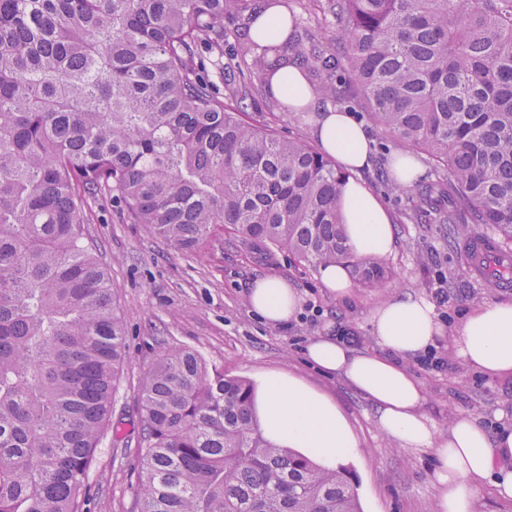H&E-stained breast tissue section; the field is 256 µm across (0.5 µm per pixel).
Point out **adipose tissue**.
Wrapping results in <instances>:
<instances>
[{
  "label": "adipose tissue",
  "instance_id": "adipose-tissue-1",
  "mask_svg": "<svg viewBox=\"0 0 512 512\" xmlns=\"http://www.w3.org/2000/svg\"><path fill=\"white\" fill-rule=\"evenodd\" d=\"M270 89L290 111L318 109L312 134L320 149L344 169L370 163L372 139L351 113L320 107L316 93L294 65L270 79ZM343 234L352 255L386 257L396 245L394 226L380 198L363 182L348 179L340 197ZM249 303L263 320L288 322L300 305L298 291L279 277L256 280ZM371 323L377 347L357 352L332 336L313 337L308 360L319 370L343 377L376 408L380 431L403 447L430 455L436 512H473L481 484L512 501V427L489 430L479 418L457 415L439 429L422 413L427 400L421 381L404 365L445 339L434 305L404 294L377 308ZM454 354L490 376L512 377V301L470 308L450 338ZM258 424L272 442L302 448L327 468L356 455L359 445L342 411L299 379L267 373L255 398Z\"/></svg>",
  "mask_w": 512,
  "mask_h": 512
}]
</instances>
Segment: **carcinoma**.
Listing matches in <instances>:
<instances>
[{"mask_svg": "<svg viewBox=\"0 0 512 512\" xmlns=\"http://www.w3.org/2000/svg\"><path fill=\"white\" fill-rule=\"evenodd\" d=\"M241 0H0V512H80L112 417L124 326L86 242L89 203L195 252L218 226L312 266L353 259L346 174L300 138L242 118L248 81L288 43L237 65L219 95L200 51L224 50ZM341 56L308 37L316 89L363 99L383 134L426 154L448 203L512 249V0H326ZM250 383L166 347L141 390L137 512H361L342 469L259 428Z\"/></svg>", "mask_w": 512, "mask_h": 512, "instance_id": "obj_1", "label": "carcinoma"}]
</instances>
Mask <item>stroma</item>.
<instances>
[{"label":"stroma","mask_w":512,"mask_h":512,"mask_svg":"<svg viewBox=\"0 0 512 512\" xmlns=\"http://www.w3.org/2000/svg\"><path fill=\"white\" fill-rule=\"evenodd\" d=\"M304 18L322 51L340 55L334 27L320 18L313 0H288ZM246 118L259 126H272L288 139L310 135L313 113L283 112L258 96L249 101ZM368 169L357 177L380 194L396 229V248L384 262L390 274L381 288H354L344 299L323 288L317 267L293 261L284 251L259 260L243 248L235 234L217 230L201 254L192 255L170 246L131 223L115 193L104 192L89 206L87 231L110 264L112 290L126 328V356L112 399L113 432L105 433L88 472L82 512H136L138 444L143 434L141 388L156 353L164 347L194 350L208 368L258 383L264 373L282 372L304 380L335 401L360 445L346 470L356 487L362 512H434L436 492L429 480L427 454L405 448L387 438L377 426L372 404L342 377L317 371L305 357L309 340L335 335L337 327L352 328L360 341L355 348L376 346L371 315L401 292L432 297L436 285L448 291V302L437 313L446 332H453L464 311L487 301H512V292L496 293L471 278L465 269L464 242L481 232L478 224H415L410 213L420 204V184L434 180L424 153L416 160L420 183L401 195L387 193L377 177L391 162L397 144L375 136ZM286 279L302 297L297 317L273 325L261 321L248 304L253 283L262 277ZM316 305V321L305 318L308 305ZM437 353L445 360L441 370L424 367L419 359L406 365L424 384V413L439 428L466 413L497 428L496 413L512 419V378L491 377L458 359L449 341Z\"/></svg>","instance_id":"1"}]
</instances>
